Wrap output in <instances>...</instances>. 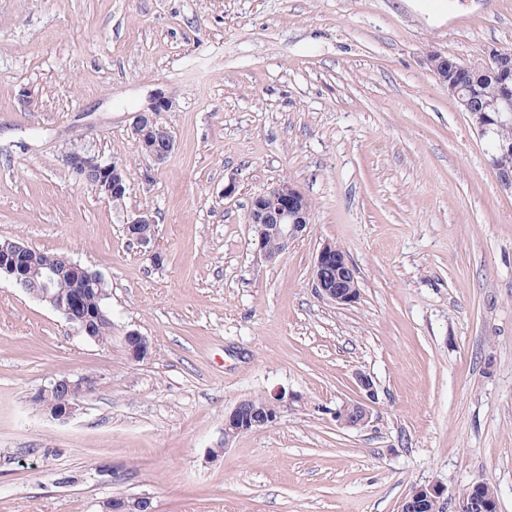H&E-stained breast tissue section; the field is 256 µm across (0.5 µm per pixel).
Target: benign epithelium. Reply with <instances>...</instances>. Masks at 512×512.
I'll use <instances>...</instances> for the list:
<instances>
[{"instance_id": "1", "label": "benign epithelium", "mask_w": 512, "mask_h": 512, "mask_svg": "<svg viewBox=\"0 0 512 512\" xmlns=\"http://www.w3.org/2000/svg\"><path fill=\"white\" fill-rule=\"evenodd\" d=\"M427 61L439 83L448 86V95L454 98L458 108L474 118L478 135L484 137L494 127L512 122V82L503 83L495 97L478 104L469 95L467 86L458 76L468 66L437 52L427 55ZM453 79H448V71ZM172 106V99L159 97L150 105L135 113L133 134L142 154L156 164L164 163L172 154L175 141L169 128L159 121V114ZM66 165L92 185L98 193L115 201L120 200L127 189V173L123 164L104 163L87 151L75 148L65 156ZM499 187L512 192V164L508 165L499 157L490 159ZM311 209L309 198L289 182H280L254 195L247 209V223L258 224L259 235L271 234L279 240V249L271 251L263 246L258 249L263 258L275 262L288 247L310 229ZM154 220L146 212L128 217L123 226L127 240L139 248L151 252L155 245ZM34 248L8 238L0 245V278L37 301L61 313L77 329L78 333L101 347L112 344L102 341L98 328L103 321L110 320V312L102 301L108 298L102 275L62 255L52 265L26 267L20 264ZM314 286L318 294L339 306H353L360 298L357 271L345 252L337 245L326 242L316 253L314 265ZM68 278L70 290L65 294L56 291V283ZM95 296L97 304L88 303L89 296ZM127 357L139 362L151 356L152 347L147 338L136 330L123 336ZM361 396L345 402L336 410V421L348 429H361L370 423L371 403L377 391L373 380L364 373L355 376ZM95 385L91 376L57 377L48 385L39 388L32 401L41 404L42 410L54 421L66 422L73 417L78 401L89 394ZM285 396L275 393L264 398L256 406L252 400H242L224 417V445H229L243 433L258 426L264 428L276 424ZM446 501V489L438 484L420 485L414 488L400 504V512H419L426 507L430 512H442ZM110 512H149V504L143 498L114 499L109 503ZM456 512H497V496L491 483H475L471 495L458 497Z\"/></svg>"}]
</instances>
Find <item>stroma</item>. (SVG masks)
<instances>
[{
	"label": "stroma",
	"mask_w": 512,
	"mask_h": 512,
	"mask_svg": "<svg viewBox=\"0 0 512 512\" xmlns=\"http://www.w3.org/2000/svg\"><path fill=\"white\" fill-rule=\"evenodd\" d=\"M492 49L512 0H0V238L98 271L112 307L106 350L0 280V512H398L482 480L512 512V194L427 63ZM160 94L175 148L152 169L132 122ZM75 147L124 165L123 202ZM281 181L311 228L270 264L246 211ZM139 212L150 254L123 233ZM326 242L355 306L314 288ZM359 372L378 398L350 430ZM81 375L70 421L33 404ZM276 392V424L225 444V414ZM65 163L108 199L115 201L124 196L127 189V173L123 164L114 161L101 162L88 151L78 148L66 154ZM123 344L127 357L132 361L139 362L151 356L150 343L138 331H127L123 336ZM356 385L362 394L358 400L345 402L336 410V421L348 429H361L370 423L371 403L376 399L377 391L373 380L364 373L355 376ZM446 489L438 484L415 487L400 504V512H418L428 506L430 512H442L446 499Z\"/></svg>",
	"instance_id": "1"
}]
</instances>
